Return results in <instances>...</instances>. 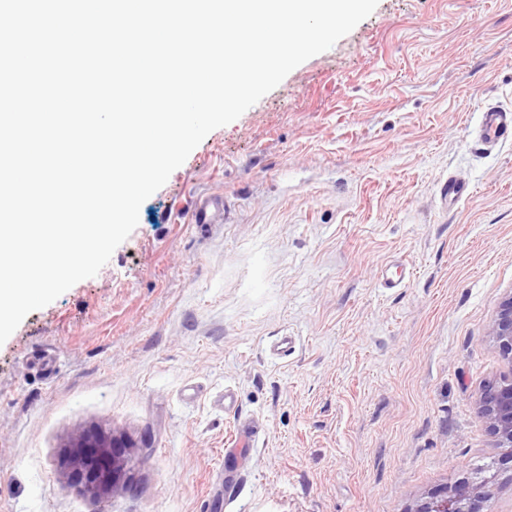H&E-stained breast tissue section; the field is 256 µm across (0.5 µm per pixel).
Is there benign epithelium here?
I'll return each instance as SVG.
<instances>
[{
    "instance_id": "benign-epithelium-1",
    "label": "benign epithelium",
    "mask_w": 512,
    "mask_h": 512,
    "mask_svg": "<svg viewBox=\"0 0 512 512\" xmlns=\"http://www.w3.org/2000/svg\"><path fill=\"white\" fill-rule=\"evenodd\" d=\"M489 337L501 353L512 359V293L500 304L491 322ZM478 413L495 438L496 447L506 449L493 462L495 468L512 464V377L487 383L478 400ZM73 464L81 474L79 491L100 497L110 491L119 479L123 464L115 453L116 442L110 436L86 434L79 437ZM497 473L479 484L461 482L439 491L423 501L414 512H487L485 503Z\"/></svg>"
}]
</instances>
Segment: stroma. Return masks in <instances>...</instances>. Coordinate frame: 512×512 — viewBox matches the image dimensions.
Returning <instances> with one entry per match:
<instances>
[{
  "label": "stroma",
  "mask_w": 512,
  "mask_h": 512,
  "mask_svg": "<svg viewBox=\"0 0 512 512\" xmlns=\"http://www.w3.org/2000/svg\"><path fill=\"white\" fill-rule=\"evenodd\" d=\"M486 104L512 108V0H379L210 132L0 344V512H414L479 483L500 451L475 400L512 374L488 336L512 145L478 142ZM213 195L223 222L191 223ZM90 431L124 443L98 499L69 464Z\"/></svg>",
  "instance_id": "obj_1"
}]
</instances>
